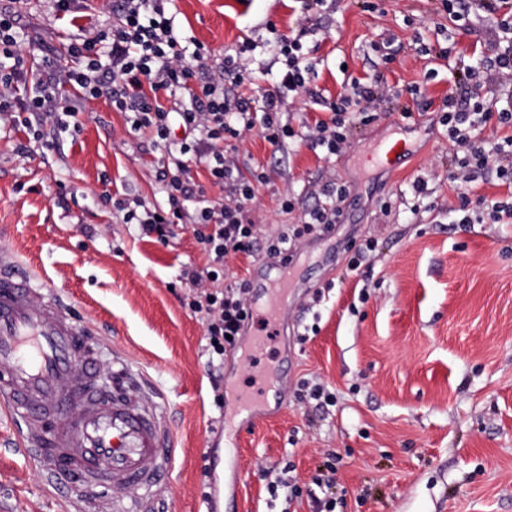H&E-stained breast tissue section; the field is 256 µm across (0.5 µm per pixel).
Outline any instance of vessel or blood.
Listing matches in <instances>:
<instances>
[{
  "mask_svg": "<svg viewBox=\"0 0 512 512\" xmlns=\"http://www.w3.org/2000/svg\"><path fill=\"white\" fill-rule=\"evenodd\" d=\"M286 264L250 273L257 319L288 336ZM105 343L70 315L64 295L46 288L0 247V409L19 449L70 512H159L156 491L173 470L166 402L151 377L112 353V386L99 385Z\"/></svg>",
  "mask_w": 512,
  "mask_h": 512,
  "instance_id": "b4317fda",
  "label": "vessel or blood"
}]
</instances>
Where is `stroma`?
<instances>
[{
    "instance_id": "1",
    "label": "stroma",
    "mask_w": 512,
    "mask_h": 512,
    "mask_svg": "<svg viewBox=\"0 0 512 512\" xmlns=\"http://www.w3.org/2000/svg\"><path fill=\"white\" fill-rule=\"evenodd\" d=\"M310 30L298 0H174L180 36L221 60L248 61L255 92L271 88L276 34H298L318 72L314 85L335 98L347 82L375 73L401 90L378 119L357 129L352 148L330 160L308 148L277 149L258 132L238 142L241 168L270 177L255 210L264 229L295 224L312 206L313 185L332 177L354 188L345 220L296 244L297 287L288 305V388L318 378L335 392L328 410L288 400L276 416L243 432L238 447L209 441L224 426L208 375L205 324L182 306L183 271L206 263L191 228L168 243L123 223L114 200L164 205L161 153L132 135L123 114L103 101L78 111L80 133L46 128L33 139L0 124V245L69 300L72 317L108 336L146 369L168 403L177 447L161 493L169 512H315L331 495L336 512H512V223L459 224L448 212V133L438 111L448 84L476 64L487 22L459 34L442 0H335ZM20 26L66 50L82 29L106 28L99 0H76L57 18L49 0H20ZM391 39V59L373 45ZM447 56H440V49ZM416 113L414 147L396 164L366 165L365 151L398 139L402 110ZM427 193L415 197V179ZM293 196L295 211L280 200ZM394 201L392 212L380 203ZM371 243L361 273L347 276L354 246ZM321 301H314L315 291ZM279 346L241 360L224 355V396L257 386L278 364ZM17 430L0 410V512H63L35 465L16 451ZM336 457L331 490L270 500L266 471L291 464L309 487L327 455ZM241 483H234V473ZM218 480L209 504L203 488Z\"/></svg>"
}]
</instances>
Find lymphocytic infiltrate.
Segmentation results:
<instances>
[{"mask_svg": "<svg viewBox=\"0 0 512 512\" xmlns=\"http://www.w3.org/2000/svg\"><path fill=\"white\" fill-rule=\"evenodd\" d=\"M170 2L112 0L111 27L70 43L66 55L45 40L30 39L41 53L34 64L20 49L14 13L0 10V121L38 138L44 127H65L80 103L103 98L125 114L133 132L149 134L161 152L166 203L135 208L122 200L116 207L124 223L139 225L144 236L160 242L171 236L172 225H190L207 264L199 271L184 270L191 288L183 304L203 317L212 351L220 356L238 347L252 320L250 281L232 271L231 260L253 258L260 238L267 256L279 259L290 253L294 240L330 232L341 223L342 204L350 193L346 184L333 180L314 185L315 203L299 223L262 233L254 200L268 176L260 165L241 172L236 141L256 130L275 147L289 139L322 148L328 158L342 154L353 128L377 120L385 90L380 78L365 83L355 78L326 103L324 117H301L295 127L281 123L278 114L286 95L313 91L315 67L300 39L277 37L274 52L284 57V68L273 88L248 94L243 87L251 73L245 64L228 57L213 65L204 45H183L167 12ZM445 6L459 32H471L474 12L492 21L491 55L469 68L465 93L449 89L439 117L451 144L448 178L456 191L451 211L462 224L512 220V200L493 201L476 192L477 180L489 173L512 184V108L492 110L484 94L494 82L512 85V0H446ZM28 86L33 94H25ZM489 125L507 129V136L482 138ZM194 165L204 170L207 185L223 190L221 202L206 199V185L190 182Z\"/></svg>", "mask_w": 512, "mask_h": 512, "instance_id": "obj_1", "label": "lymphocytic infiltrate"}]
</instances>
